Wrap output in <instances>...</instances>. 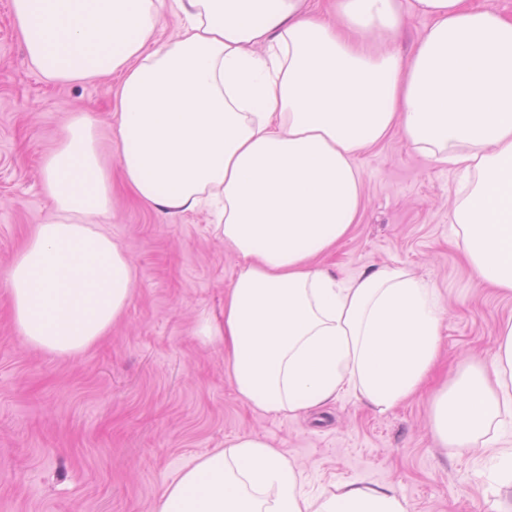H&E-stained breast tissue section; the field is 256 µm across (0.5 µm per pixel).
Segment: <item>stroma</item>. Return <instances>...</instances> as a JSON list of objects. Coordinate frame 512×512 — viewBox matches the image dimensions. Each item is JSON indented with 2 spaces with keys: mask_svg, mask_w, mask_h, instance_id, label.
<instances>
[{
  "mask_svg": "<svg viewBox=\"0 0 512 512\" xmlns=\"http://www.w3.org/2000/svg\"><path fill=\"white\" fill-rule=\"evenodd\" d=\"M112 77L50 83L29 64L0 0V512H154L194 457L242 434L264 438L296 464L310 493L355 483L395 489L409 512H512V470L500 452L512 427L491 424V445L458 455L431 431L433 399L496 350L512 300L481 284L448 215L458 176L397 135L363 150L359 224L321 264L349 280L404 267L429 281L443 310L442 359L423 392L378 413L354 393L297 416L243 403L224 346L203 336L224 320L239 260L207 211L168 216L136 199L119 175L112 139ZM87 113L112 177L103 231L138 272L120 321L84 352L57 357L27 347L5 288L11 267L50 215L40 163L73 113Z\"/></svg>",
  "mask_w": 512,
  "mask_h": 512,
  "instance_id": "stroma-1",
  "label": "stroma"
}]
</instances>
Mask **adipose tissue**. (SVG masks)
<instances>
[{"label": "adipose tissue", "mask_w": 512, "mask_h": 512, "mask_svg": "<svg viewBox=\"0 0 512 512\" xmlns=\"http://www.w3.org/2000/svg\"><path fill=\"white\" fill-rule=\"evenodd\" d=\"M183 17L162 43L164 5ZM35 70L51 82L118 75L112 133L123 177L170 215L206 207L242 260L209 333L238 396L298 415L345 391L385 412L417 393L439 355L435 288L402 267L336 280L314 261L364 205L357 157L391 133L455 171L452 215L475 275L512 295V18L470 0H12ZM428 28L409 56V17ZM54 214L7 283L24 343L83 352L122 316L134 264L95 231L112 201L94 125L74 116L43 160ZM512 415V318L486 366L434 398L432 433L469 450ZM155 512H407L394 490L345 483L302 492L294 462L240 435L195 457Z\"/></svg>", "instance_id": "ef3b65f1"}]
</instances>
